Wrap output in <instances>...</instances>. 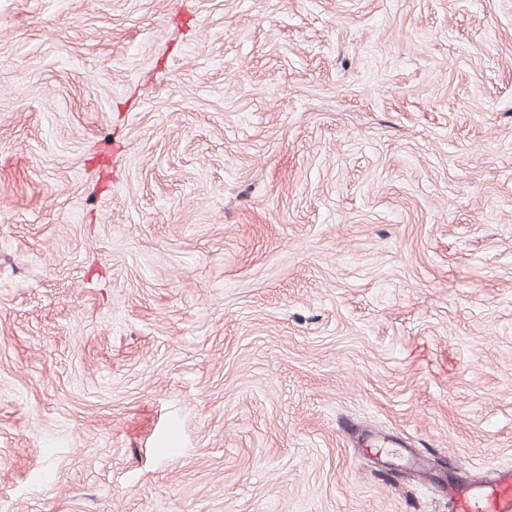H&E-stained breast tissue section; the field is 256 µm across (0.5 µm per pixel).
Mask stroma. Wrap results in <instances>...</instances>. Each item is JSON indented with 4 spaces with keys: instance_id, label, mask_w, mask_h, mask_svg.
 <instances>
[{
    "instance_id": "obj_1",
    "label": "stroma",
    "mask_w": 512,
    "mask_h": 512,
    "mask_svg": "<svg viewBox=\"0 0 512 512\" xmlns=\"http://www.w3.org/2000/svg\"><path fill=\"white\" fill-rule=\"evenodd\" d=\"M410 448L512 466V0H0V512H448Z\"/></svg>"
}]
</instances>
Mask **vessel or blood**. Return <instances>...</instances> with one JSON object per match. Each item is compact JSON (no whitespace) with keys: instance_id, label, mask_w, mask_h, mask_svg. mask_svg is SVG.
Masks as SVG:
<instances>
[{"instance_id":"obj_1","label":"vessel or blood","mask_w":512,"mask_h":512,"mask_svg":"<svg viewBox=\"0 0 512 512\" xmlns=\"http://www.w3.org/2000/svg\"><path fill=\"white\" fill-rule=\"evenodd\" d=\"M448 485V512H512V468L465 477L456 467L443 475Z\"/></svg>"}]
</instances>
